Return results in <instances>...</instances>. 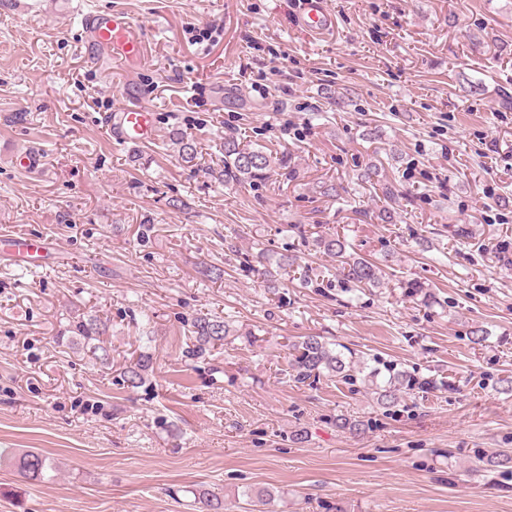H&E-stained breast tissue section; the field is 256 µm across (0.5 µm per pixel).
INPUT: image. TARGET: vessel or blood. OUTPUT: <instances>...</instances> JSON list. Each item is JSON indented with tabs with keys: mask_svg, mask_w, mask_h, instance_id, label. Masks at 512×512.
Instances as JSON below:
<instances>
[{
	"mask_svg": "<svg viewBox=\"0 0 512 512\" xmlns=\"http://www.w3.org/2000/svg\"><path fill=\"white\" fill-rule=\"evenodd\" d=\"M91 42L128 64H144L145 42L140 28L119 12H94L88 16ZM301 22L313 33L330 30L333 17L325 0H304ZM108 130L115 138L125 142L143 143L155 136L151 114L140 107H125L115 112L108 123ZM0 250L27 260L50 255L51 248L40 239H12L0 242Z\"/></svg>",
	"mask_w": 512,
	"mask_h": 512,
	"instance_id": "obj_1",
	"label": "vessel or blood"
}]
</instances>
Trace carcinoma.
<instances>
[{"mask_svg": "<svg viewBox=\"0 0 512 512\" xmlns=\"http://www.w3.org/2000/svg\"><path fill=\"white\" fill-rule=\"evenodd\" d=\"M173 150L182 162L188 164L191 171H197L199 164V151L196 142L183 133L175 131L170 135ZM289 154L274 155L261 148L251 147L229 136L224 138V167L222 181L227 184H248L258 186L264 183L271 171L278 167L288 169ZM381 167L371 161L367 163L360 174L361 181L381 186L385 199L396 202L401 191L391 182L380 178ZM303 241H312L315 251L322 253L338 262L337 272L343 280L354 284L358 289L374 288L381 284V268L362 258L348 252V241L338 234L317 235L308 238L300 233ZM106 323L97 315L79 314L69 322L66 332L79 336L90 342L103 335ZM231 332L229 323L224 319L208 313H201L191 324V336L195 339L192 354L204 355L209 349L223 345L224 339ZM289 364L293 370V381L305 384L310 380H317L325 373L337 377L351 379L355 369V356H345L344 353L333 349L321 337L306 336L302 341L292 345L289 353ZM152 368V356L142 353L136 361L130 364L123 372L124 382L130 387L142 383L143 373ZM437 388V383L428 378L420 377L404 370H391L386 385L377 388V402L386 409L398 406L403 396L412 391L427 392ZM334 426L343 433L357 434L365 430L366 424L361 420H352L343 415L336 417ZM49 466L47 458L35 452H28L19 458L17 468L26 478H36L43 474ZM198 512H220L223 504L218 498L209 493L198 495Z\"/></svg>", "mask_w": 512, "mask_h": 512, "instance_id": "carcinoma-1", "label": "carcinoma"}]
</instances>
